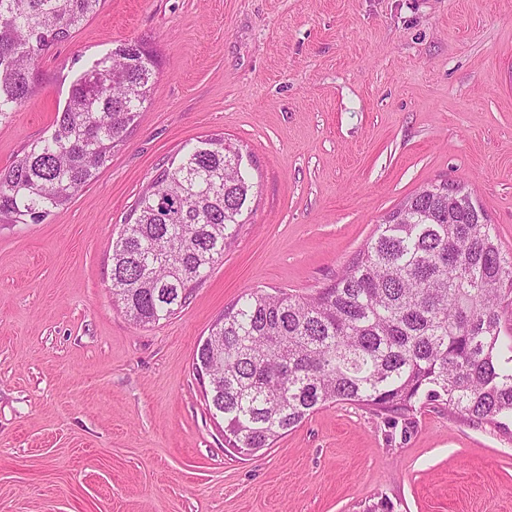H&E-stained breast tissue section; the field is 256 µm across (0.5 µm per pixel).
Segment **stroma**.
Here are the masks:
<instances>
[{
	"label": "stroma",
	"instance_id": "stroma-1",
	"mask_svg": "<svg viewBox=\"0 0 512 512\" xmlns=\"http://www.w3.org/2000/svg\"><path fill=\"white\" fill-rule=\"evenodd\" d=\"M156 50L152 103L96 180L0 224V512H512V435L340 401L246 457L192 369L243 293L329 284L423 185L463 184L512 253V0H105L0 121V168L51 131L73 78ZM221 136L253 191L181 313L139 326L112 239L158 168Z\"/></svg>",
	"mask_w": 512,
	"mask_h": 512
}]
</instances>
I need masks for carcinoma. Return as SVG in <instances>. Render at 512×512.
Returning a JSON list of instances; mask_svg holds the SVG:
<instances>
[{"mask_svg": "<svg viewBox=\"0 0 512 512\" xmlns=\"http://www.w3.org/2000/svg\"><path fill=\"white\" fill-rule=\"evenodd\" d=\"M102 0H0V121L38 90L37 62ZM157 61L123 43L71 82L50 135L0 168V223L37 224L66 207L124 145L151 102ZM161 168L112 241V299L139 325L168 320L224 260L253 185L240 148L209 138ZM194 369L208 381L224 441L271 447L314 412L350 401L409 415L440 402L512 434V256L485 211L448 182L388 213L331 284L307 296L248 293L224 308Z\"/></svg>", "mask_w": 512, "mask_h": 512, "instance_id": "obj_1", "label": "carcinoma"}]
</instances>
